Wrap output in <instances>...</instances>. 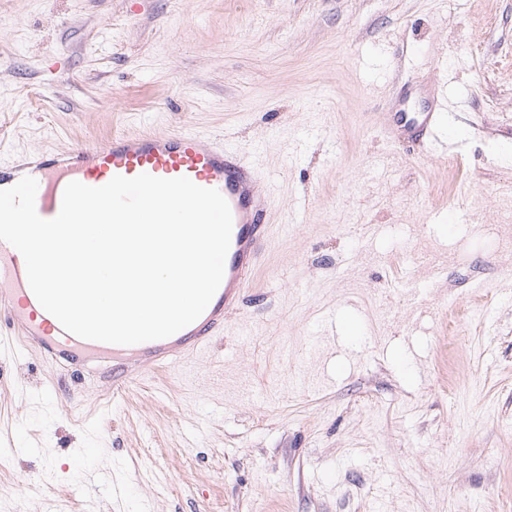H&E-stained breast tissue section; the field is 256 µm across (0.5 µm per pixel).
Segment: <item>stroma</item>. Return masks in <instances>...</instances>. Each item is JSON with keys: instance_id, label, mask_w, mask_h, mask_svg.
<instances>
[{"instance_id": "stroma-1", "label": "stroma", "mask_w": 512, "mask_h": 512, "mask_svg": "<svg viewBox=\"0 0 512 512\" xmlns=\"http://www.w3.org/2000/svg\"><path fill=\"white\" fill-rule=\"evenodd\" d=\"M185 129L272 184L245 310L119 389L0 351V512H512V0H0V162ZM447 106L439 104L428 107L425 112L408 113L397 109L396 112H377V125L392 144H401L409 151L423 155L432 139L425 141L427 133L433 136L434 129L444 123Z\"/></svg>"}]
</instances>
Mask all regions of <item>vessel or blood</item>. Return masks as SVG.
Segmentation results:
<instances>
[{
	"label": "vessel or blood",
	"instance_id": "b4317fda",
	"mask_svg": "<svg viewBox=\"0 0 512 512\" xmlns=\"http://www.w3.org/2000/svg\"><path fill=\"white\" fill-rule=\"evenodd\" d=\"M446 110V105L440 104L412 114L382 112L377 124L390 143L421 154L427 147L426 135L443 124ZM143 173L168 179L186 177L198 186L218 190L233 216L231 244L222 283L210 304L199 318L176 334L122 346L64 333L66 341L79 352L111 362L112 385L116 388L127 383L131 366L147 373L169 369L176 355L187 359L202 356L213 338L223 334L227 318L239 310L256 267L274 240L273 226L267 220L271 186L244 161L238 146L209 143L189 131L116 134L103 144L41 153L27 164H0V189L12 187L25 176L37 180L36 210L45 219L59 213L69 182L99 187L117 175L133 178ZM41 311L29 287L22 255L0 241V317L23 347L60 357L62 351L54 335L63 333L62 327L49 324Z\"/></svg>",
	"mask_w": 512,
	"mask_h": 512
}]
</instances>
